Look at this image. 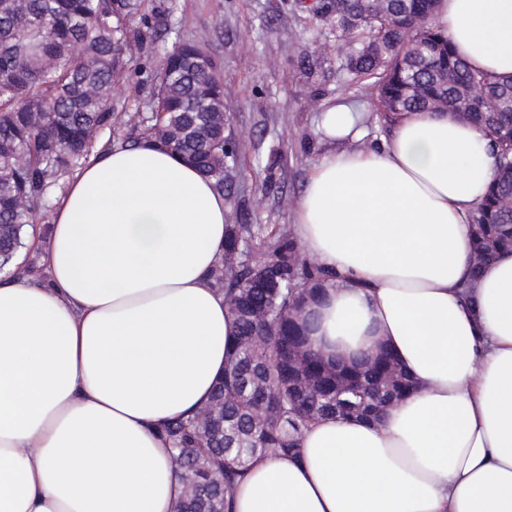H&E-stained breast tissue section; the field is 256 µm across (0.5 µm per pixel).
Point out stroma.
<instances>
[{
    "label": "stroma",
    "mask_w": 512,
    "mask_h": 512,
    "mask_svg": "<svg viewBox=\"0 0 512 512\" xmlns=\"http://www.w3.org/2000/svg\"><path fill=\"white\" fill-rule=\"evenodd\" d=\"M127 18L133 44L114 91L115 120L96 148L139 140L165 54L181 43L204 48L224 85V113L237 163L224 198L233 224L289 231L312 165L330 148L319 130L323 105L351 103L374 146L387 136L369 82H350L335 53V24L299 0H139ZM190 18L182 26V18Z\"/></svg>",
    "instance_id": "1"
}]
</instances>
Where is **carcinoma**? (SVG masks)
<instances>
[{
    "label": "carcinoma",
    "mask_w": 512,
    "mask_h": 512,
    "mask_svg": "<svg viewBox=\"0 0 512 512\" xmlns=\"http://www.w3.org/2000/svg\"><path fill=\"white\" fill-rule=\"evenodd\" d=\"M436 2L386 0L372 11L361 0H317L308 8L335 15L347 36L344 69L373 79L385 123L402 112H456L462 98L478 103L470 122L499 153L470 242L487 261L512 250V210L502 206L512 195V79L473 70L454 55L431 24ZM138 8L135 0H0V269L22 248L32 205L45 202L112 128V91L131 51L124 23ZM200 51L183 43L164 57L150 104L164 116L145 117V132L222 192L235 155L224 151V120L213 112L223 84L190 66ZM212 278L237 335L208 406L165 426L187 487L174 512H225L226 490L252 459L296 450L311 420L372 417L413 389L385 349L364 366H345L307 347L301 289L320 287L323 272L288 235L230 225Z\"/></svg>",
    "instance_id": "carcinoma-1"
}]
</instances>
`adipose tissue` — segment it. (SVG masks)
Listing matches in <instances>:
<instances>
[{"label":"adipose tissue","instance_id":"1","mask_svg":"<svg viewBox=\"0 0 512 512\" xmlns=\"http://www.w3.org/2000/svg\"><path fill=\"white\" fill-rule=\"evenodd\" d=\"M432 21L470 68L512 75V0H440ZM320 130L356 146L315 163L293 209L330 274L308 345L347 365L387 348L414 389L374 420L311 421L297 454L251 462L227 512H512V252L475 276L469 246L491 138L414 112L361 148L347 103ZM227 213L145 139L74 174L27 239L45 279L0 276V512H174L163 428L210 400L235 336L210 277Z\"/></svg>","mask_w":512,"mask_h":512}]
</instances>
